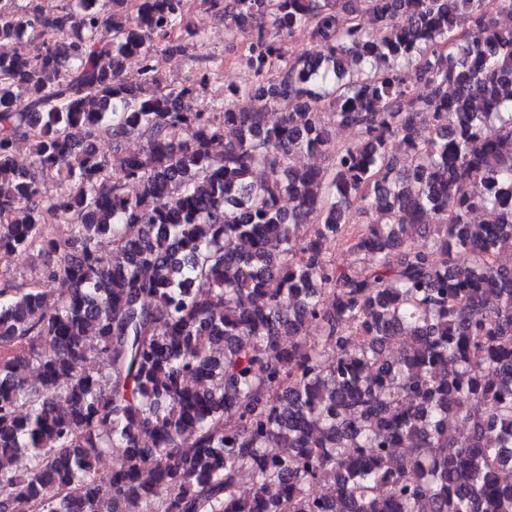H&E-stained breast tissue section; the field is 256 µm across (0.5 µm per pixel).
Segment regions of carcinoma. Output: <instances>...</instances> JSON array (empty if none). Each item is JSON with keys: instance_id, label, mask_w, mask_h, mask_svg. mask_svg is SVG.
Segmentation results:
<instances>
[{"instance_id": "carcinoma-1", "label": "carcinoma", "mask_w": 512, "mask_h": 512, "mask_svg": "<svg viewBox=\"0 0 512 512\" xmlns=\"http://www.w3.org/2000/svg\"><path fill=\"white\" fill-rule=\"evenodd\" d=\"M194 2L0 0V512H512V0H200L222 92ZM190 21L204 33L205 40L190 48L187 54H158L161 70L168 80L177 83L192 74L196 65L191 56H210L222 62L221 80L216 87L243 85L250 76L241 60L243 38L225 26L221 13L199 6L193 8ZM44 271L43 257L36 255H19L11 264L0 267L2 278L14 280L27 286L41 280Z\"/></svg>"}]
</instances>
